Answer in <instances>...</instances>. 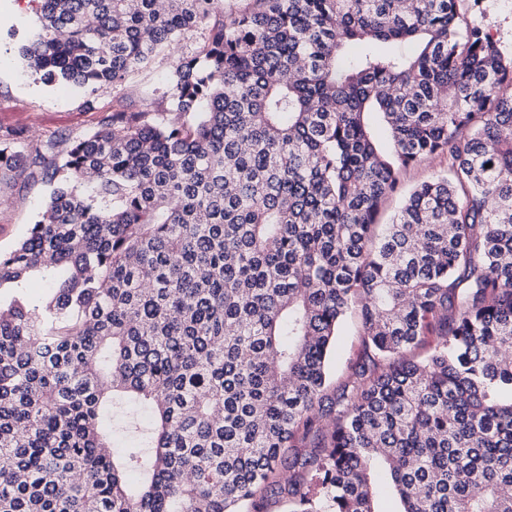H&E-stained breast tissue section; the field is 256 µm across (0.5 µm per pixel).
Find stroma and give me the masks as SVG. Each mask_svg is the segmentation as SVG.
Returning a JSON list of instances; mask_svg holds the SVG:
<instances>
[{
  "instance_id": "stroma-1",
  "label": "stroma",
  "mask_w": 512,
  "mask_h": 512,
  "mask_svg": "<svg viewBox=\"0 0 512 512\" xmlns=\"http://www.w3.org/2000/svg\"><path fill=\"white\" fill-rule=\"evenodd\" d=\"M461 21L479 24L512 53V0H459ZM39 30L34 0H0V136L24 129L29 136L46 140L53 133L78 137L92 131L97 114L86 99L103 103L106 93L88 91L64 82H44L27 68L21 48ZM192 46L183 40L179 48L161 53L145 69L130 73L123 93L132 110L158 106L166 81L180 54ZM52 186L42 176L19 180L0 179V253L12 251L49 199ZM362 325L357 315L345 320L330 364L332 380L341 379L354 361Z\"/></svg>"
}]
</instances>
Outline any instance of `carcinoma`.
<instances>
[{"instance_id": "obj_1", "label": "carcinoma", "mask_w": 512, "mask_h": 512, "mask_svg": "<svg viewBox=\"0 0 512 512\" xmlns=\"http://www.w3.org/2000/svg\"><path fill=\"white\" fill-rule=\"evenodd\" d=\"M36 2L27 66L112 110L0 147L54 183L0 254V289L52 273L0 304V512H380L381 470L399 512H512V55L458 0ZM193 41L192 35H188L179 47L161 53L148 68L134 71L127 76L122 92L132 110H147L158 106L178 57L188 53ZM447 170L448 161L444 158H437L430 162L410 167L404 171L401 176L402 190L387 202L382 216V222H385L387 218L398 209L403 201L405 192L432 175L446 173ZM47 280L40 277H36L30 280L24 288H2L1 300L9 301L10 299L17 297L28 302L35 300H42L46 295ZM362 333V325L356 314L345 320L336 342V355L330 364V374L334 382L341 379L356 358Z\"/></svg>"}]
</instances>
